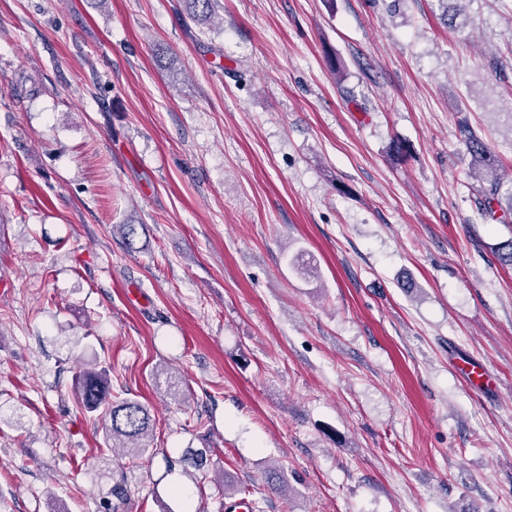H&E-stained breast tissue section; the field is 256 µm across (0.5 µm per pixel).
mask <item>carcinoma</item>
<instances>
[{"label":"carcinoma","instance_id":"cac0c4a2","mask_svg":"<svg viewBox=\"0 0 512 512\" xmlns=\"http://www.w3.org/2000/svg\"><path fill=\"white\" fill-rule=\"evenodd\" d=\"M186 11L195 20H207L213 12V0H183ZM465 144L473 162L472 186L478 212L502 224H512V191L501 192L502 164L480 137L470 132ZM76 402L89 413H98L104 421L106 447L121 452L129 460H140L150 452L153 425L150 411L136 400L112 397L105 373L83 369L75 375ZM181 463L196 471L208 467L207 452L196 450L182 456Z\"/></svg>","mask_w":512,"mask_h":512}]
</instances>
